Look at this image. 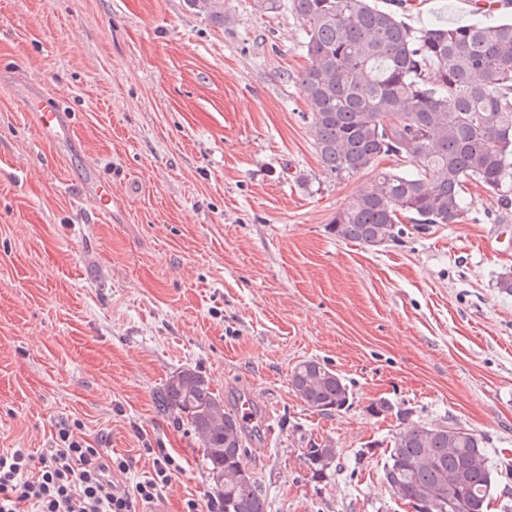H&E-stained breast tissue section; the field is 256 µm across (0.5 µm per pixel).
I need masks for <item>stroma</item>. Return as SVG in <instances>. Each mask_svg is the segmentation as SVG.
Returning <instances> with one entry per match:
<instances>
[{
  "label": "stroma",
  "instance_id": "obj_1",
  "mask_svg": "<svg viewBox=\"0 0 512 512\" xmlns=\"http://www.w3.org/2000/svg\"><path fill=\"white\" fill-rule=\"evenodd\" d=\"M224 7L218 26L187 0H0V451L50 447L72 424L134 482L162 448L183 471L161 512H219L200 441L154 403L190 367L258 399L244 464L268 512H411L383 477L409 422L483 438L489 512H512V295L496 287L512 205L472 185L462 222L378 249L331 235L370 175L319 162L299 23ZM403 18L475 15L472 0H412ZM34 94L69 112V139L29 121ZM312 358L345 379L348 408L296 396L291 371ZM310 440L337 451L322 482Z\"/></svg>",
  "mask_w": 512,
  "mask_h": 512
}]
</instances>
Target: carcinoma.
<instances>
[{
  "label": "carcinoma",
  "instance_id": "obj_1",
  "mask_svg": "<svg viewBox=\"0 0 512 512\" xmlns=\"http://www.w3.org/2000/svg\"><path fill=\"white\" fill-rule=\"evenodd\" d=\"M380 9L371 0H287L302 30L308 65L300 76L317 156L335 177L370 172L369 184L330 221L336 238L371 248L462 221L464 190L481 185L512 203V22L413 29L406 0ZM222 25L224 0H189ZM401 157L408 170L381 166ZM296 396L330 414L350 390L326 363L305 360L290 375ZM158 410L199 438L220 512H266L245 468L244 422L194 368L173 373L157 392ZM384 479L411 512H487L492 474L482 440L455 424H412L385 449ZM310 478L327 476L336 449H303Z\"/></svg>",
  "mask_w": 512,
  "mask_h": 512
}]
</instances>
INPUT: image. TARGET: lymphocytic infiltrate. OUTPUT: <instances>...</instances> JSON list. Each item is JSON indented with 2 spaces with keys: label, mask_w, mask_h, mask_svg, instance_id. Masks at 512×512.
<instances>
[{
  "label": "lymphocytic infiltrate",
  "mask_w": 512,
  "mask_h": 512,
  "mask_svg": "<svg viewBox=\"0 0 512 512\" xmlns=\"http://www.w3.org/2000/svg\"><path fill=\"white\" fill-rule=\"evenodd\" d=\"M126 458L104 453L59 427L54 446L0 453V512H140L160 499L183 467L159 451L150 476L126 480Z\"/></svg>",
  "instance_id": "lymphocytic-infiltrate-1"
}]
</instances>
